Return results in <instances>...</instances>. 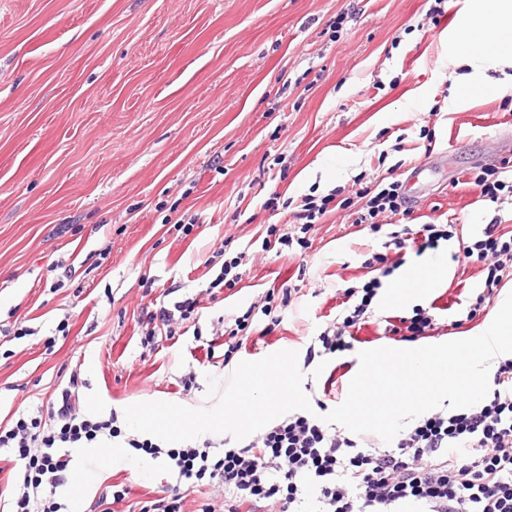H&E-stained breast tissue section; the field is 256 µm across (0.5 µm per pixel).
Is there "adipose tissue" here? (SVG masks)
Segmentation results:
<instances>
[{"mask_svg":"<svg viewBox=\"0 0 512 512\" xmlns=\"http://www.w3.org/2000/svg\"><path fill=\"white\" fill-rule=\"evenodd\" d=\"M452 54L477 73L493 61L512 62V0H493L490 14L468 17Z\"/></svg>","mask_w":512,"mask_h":512,"instance_id":"adipose-tissue-1","label":"adipose tissue"}]
</instances>
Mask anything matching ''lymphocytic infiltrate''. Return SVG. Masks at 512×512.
<instances>
[{"label":"lymphocytic infiltrate","instance_id":"obj_1","mask_svg":"<svg viewBox=\"0 0 512 512\" xmlns=\"http://www.w3.org/2000/svg\"><path fill=\"white\" fill-rule=\"evenodd\" d=\"M358 196L363 204L355 225L387 236L383 251L371 255L380 274L362 288L344 289L341 319L313 337L305 355L309 363L350 348L353 329L361 326L383 277L392 272L387 249L420 255L453 237L440 224L422 225L414 236L404 228L384 232L382 218L408 211L400 182L365 186ZM461 252L464 260L486 266L483 289L470 304L477 312L490 303L512 267V234L486 225ZM291 301L286 288L281 297L266 295L262 304L223 321L225 360H232L256 316L271 317ZM198 307L192 296L144 310L142 348H154L160 326L168 337L184 335V324ZM79 392L77 377H70L45 409L0 425V450L19 463L18 479L9 497L0 499V512H62L56 494L70 481L71 449L95 448L117 438L151 458L165 459L174 477L138 512H181L184 489L205 485L222 487L224 500L218 507L202 503L199 512H512V359L499 362L493 387L481 403L458 413L442 409L424 416L387 445L293 412L241 446L204 436L165 450L126 432L117 415L85 412Z\"/></svg>","mask_w":512,"mask_h":512}]
</instances>
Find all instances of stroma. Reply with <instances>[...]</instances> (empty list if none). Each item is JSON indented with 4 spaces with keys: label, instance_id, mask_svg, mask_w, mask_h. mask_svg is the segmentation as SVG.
Returning a JSON list of instances; mask_svg holds the SVG:
<instances>
[{
    "label": "stroma",
    "instance_id": "stroma-1",
    "mask_svg": "<svg viewBox=\"0 0 512 512\" xmlns=\"http://www.w3.org/2000/svg\"><path fill=\"white\" fill-rule=\"evenodd\" d=\"M472 3L0 0V422L47 403L74 374L96 414L145 401L206 406L208 377L227 379L218 317L243 315L284 283L297 293L279 324L232 361L305 354L341 289L371 278L365 262L381 243L343 207L309 231L311 248L263 251L270 227L298 228L290 211L263 209L274 192L297 202L358 178L403 182L422 165L401 224L454 232L403 259L448 262V279L372 310L350 349L305 370L309 398L329 389L343 402L359 352L386 343L387 318L413 308L437 310L426 342L476 334L487 314H470L467 300L483 266L450 254L490 222L512 230V201L480 200L469 183L475 167L512 162V67L485 71L490 96L445 111L449 90L474 77L448 64L456 25L431 19L434 6L462 16ZM191 216L193 231L178 230ZM220 247L247 263L240 291L213 301L205 261ZM175 287L198 295L197 330L143 352L142 309ZM20 327L32 335L14 338ZM191 370L199 387L186 397L179 380ZM122 454L108 469L73 457L64 512H87L115 482L132 502L164 488L161 460Z\"/></svg>",
    "mask_w": 512,
    "mask_h": 512
}]
</instances>
